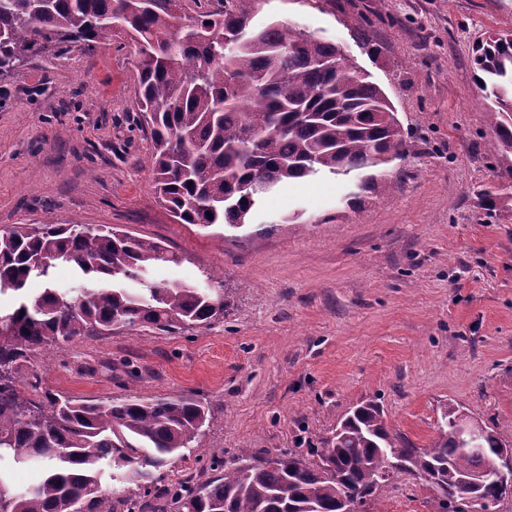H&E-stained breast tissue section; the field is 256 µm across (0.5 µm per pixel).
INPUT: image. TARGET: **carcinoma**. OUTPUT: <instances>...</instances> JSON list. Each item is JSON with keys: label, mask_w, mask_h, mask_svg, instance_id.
<instances>
[{"label": "carcinoma", "mask_w": 512, "mask_h": 512, "mask_svg": "<svg viewBox=\"0 0 512 512\" xmlns=\"http://www.w3.org/2000/svg\"><path fill=\"white\" fill-rule=\"evenodd\" d=\"M260 0H0V75L50 48L88 47L133 32L134 102L153 141L152 174L164 206L182 224L203 228L249 223L261 198L249 183L272 188L331 174L365 171L363 189L389 187L383 169L407 151L384 90L342 49L286 22L253 23ZM476 79L496 109L490 128L512 152V36L475 42ZM258 144L243 147L245 126ZM508 180L477 191L482 208L512 204ZM213 217L206 216V213ZM182 257L160 241L110 224H24L0 230V459L42 461L43 480L12 494L0 472V512H343L348 494L367 505L401 474L433 492L436 512H453L467 479L503 449L494 430L486 451L457 435L460 411L448 404L425 448L391 433L374 401L357 407L319 445L284 449L270 462L247 450L213 461L205 481L189 472L168 484L164 468L186 458L209 425V406L192 395L121 400L62 395L29 382L32 358L77 338L151 326L176 333L207 326L227 311L224 283L159 280ZM68 265L76 283L59 288L52 271ZM45 283L25 299L31 278ZM490 512L509 490L489 483Z\"/></svg>", "instance_id": "obj_1"}]
</instances>
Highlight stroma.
Returning a JSON list of instances; mask_svg holds the SVG:
<instances>
[{
    "label": "stroma",
    "instance_id": "1",
    "mask_svg": "<svg viewBox=\"0 0 512 512\" xmlns=\"http://www.w3.org/2000/svg\"><path fill=\"white\" fill-rule=\"evenodd\" d=\"M294 23L339 45L379 84L408 153L383 194L345 197L357 175L269 193L253 224L178 223L151 181L124 39L31 58L0 79V228L117 224L182 255L168 281L224 277L226 317L166 333L122 330L38 355L43 387L111 399L193 394L211 421L164 470L210 475L213 456L308 448L363 401L416 446L445 404L512 447V209H482L503 149L472 45L512 33V0H264L256 24ZM373 512H434L409 477Z\"/></svg>",
    "mask_w": 512,
    "mask_h": 512
}]
</instances>
